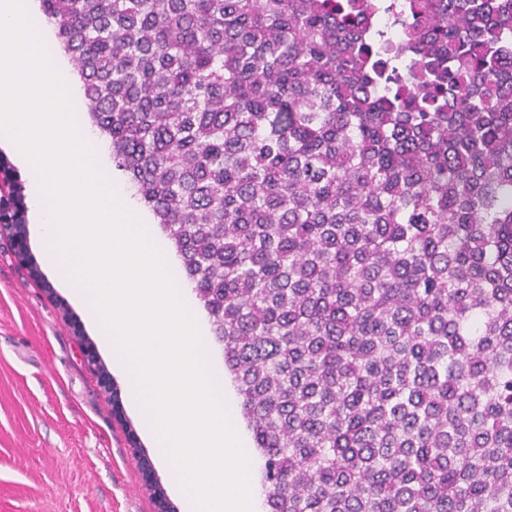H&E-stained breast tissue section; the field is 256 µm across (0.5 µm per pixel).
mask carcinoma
I'll return each mask as SVG.
<instances>
[{
    "mask_svg": "<svg viewBox=\"0 0 512 512\" xmlns=\"http://www.w3.org/2000/svg\"><path fill=\"white\" fill-rule=\"evenodd\" d=\"M209 315L266 512H512V0H39ZM380 8L371 16L367 23V31L379 44L392 46L399 51L396 57L397 66L404 67L408 61L407 51L403 45V27L406 17L402 9L404 0H374Z\"/></svg>",
    "mask_w": 512,
    "mask_h": 512,
    "instance_id": "obj_1",
    "label": "carcinoma"
}]
</instances>
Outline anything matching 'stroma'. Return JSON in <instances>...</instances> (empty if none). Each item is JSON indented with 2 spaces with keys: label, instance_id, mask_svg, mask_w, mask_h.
<instances>
[{
  "label": "stroma",
  "instance_id": "stroma-1",
  "mask_svg": "<svg viewBox=\"0 0 512 512\" xmlns=\"http://www.w3.org/2000/svg\"><path fill=\"white\" fill-rule=\"evenodd\" d=\"M25 242L22 262L0 231V512H160L153 480L186 512L101 325L47 265L34 224Z\"/></svg>",
  "mask_w": 512,
  "mask_h": 512
}]
</instances>
